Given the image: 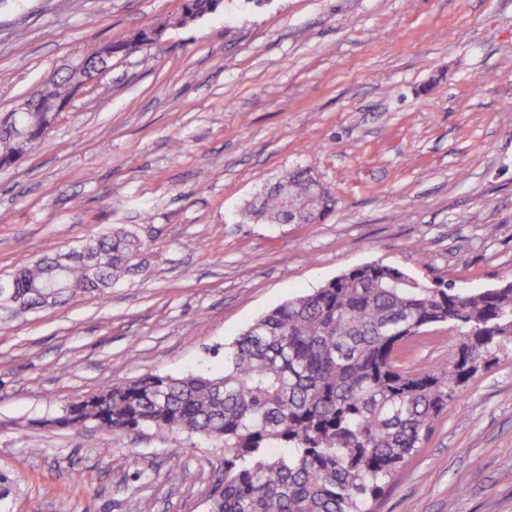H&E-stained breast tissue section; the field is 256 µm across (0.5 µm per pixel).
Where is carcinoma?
Instances as JSON below:
<instances>
[{"label": "carcinoma", "instance_id": "carcinoma-1", "mask_svg": "<svg viewBox=\"0 0 512 512\" xmlns=\"http://www.w3.org/2000/svg\"><path fill=\"white\" fill-rule=\"evenodd\" d=\"M224 0H182L162 28L219 13ZM152 44L141 30L112 52ZM56 115L8 112L39 133ZM24 148L0 134V168ZM335 197L294 169L249 204L243 222L313 224ZM88 261L40 257L5 277L0 328L18 314L104 293L140 271L143 244L123 227L87 241ZM457 332L458 357L415 369L405 346L426 329ZM512 346V282L460 292L382 262L354 267L268 311L224 354L218 373L149 375L70 404L57 422L113 432L155 428L224 444V481L209 512H376L397 471L428 439L460 387Z\"/></svg>", "mask_w": 512, "mask_h": 512}]
</instances>
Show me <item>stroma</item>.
I'll use <instances>...</instances> for the list:
<instances>
[{
    "label": "stroma",
    "instance_id": "stroma-1",
    "mask_svg": "<svg viewBox=\"0 0 512 512\" xmlns=\"http://www.w3.org/2000/svg\"><path fill=\"white\" fill-rule=\"evenodd\" d=\"M180 3L0 0V113ZM296 167L335 209L244 223ZM115 226L141 240L146 275L0 329V512H207L219 444L55 418L147 374L222 370L263 313L365 263L463 292L512 279V0H229L113 58L0 170V275ZM456 357L445 327L411 353ZM377 512H512L511 348L449 402Z\"/></svg>",
    "mask_w": 512,
    "mask_h": 512
}]
</instances>
